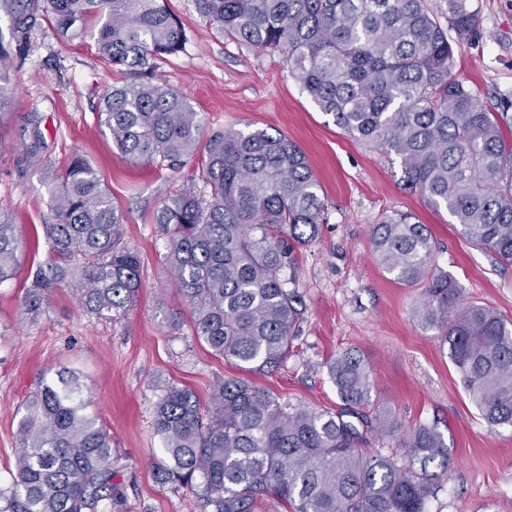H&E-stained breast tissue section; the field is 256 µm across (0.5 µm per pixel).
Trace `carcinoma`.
<instances>
[{
    "label": "carcinoma",
    "mask_w": 512,
    "mask_h": 512,
    "mask_svg": "<svg viewBox=\"0 0 512 512\" xmlns=\"http://www.w3.org/2000/svg\"><path fill=\"white\" fill-rule=\"evenodd\" d=\"M209 26L248 49L288 52L301 90L350 137L396 155L403 179L460 233L512 263V120L509 101L486 108L455 71L448 32L422 0H195ZM0 109L14 57L47 22L64 38L91 37L123 75L97 105V119L128 159L178 171L198 154L204 120L156 79L158 62L183 50L182 23L167 0H0ZM451 28L479 25L468 0H448ZM27 159L42 166L40 118L31 119ZM199 177L163 202L153 223L165 261L190 311L194 334L244 371L269 372L288 359L303 303L293 278L296 250L327 223L321 186L302 149L264 129L230 130L205 143ZM46 185L55 222L44 225L50 260L25 297L38 315L47 293L75 284L87 312L121 316L137 302L140 260L121 243L123 212L81 155ZM379 264L402 285L423 288L414 316L448 341L449 358L483 418L512 425V321L466 302L433 270L427 225L394 211L372 228ZM14 225L0 220V283L19 263ZM341 400L332 413L290 403L240 378L220 382L207 402L171 386L154 408L161 486L186 490L202 512H425L448 471V446L420 424L391 455L366 448L392 435L376 410L363 357L340 353L328 367ZM85 385L62 368L43 376L19 421L11 487L0 512H98L112 505V440L89 411Z\"/></svg>",
    "instance_id": "cac0c4a2"
}]
</instances>
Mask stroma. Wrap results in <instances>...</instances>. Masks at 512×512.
Returning a JSON list of instances; mask_svg holds the SVG:
<instances>
[{"label": "stroma", "mask_w": 512, "mask_h": 512, "mask_svg": "<svg viewBox=\"0 0 512 512\" xmlns=\"http://www.w3.org/2000/svg\"><path fill=\"white\" fill-rule=\"evenodd\" d=\"M469 3L480 26L451 33L456 72L493 110L501 99L512 100V0ZM168 5L186 43L159 62L156 75L202 113V138L257 128L286 135L305 153L327 206L317 241L299 251L292 272L304 310L294 348L277 371L250 374V381L293 403L333 411L340 400L328 362L357 350L370 368L379 410L404 430L436 426L446 440L450 465L426 512H512V426L481 416L447 343L413 315L420 286L397 284L379 265L371 229L381 214H414L432 231L437 271L456 282L465 301L511 319L512 264L467 241L446 210L407 189L399 158L336 126L290 76L284 52L225 38L205 24L194 0ZM119 79L92 39L64 40L45 23L33 31L0 110V214L14 224L21 254L15 276L0 283V488L10 487L15 471L18 411L42 372L65 367L81 376L112 436L118 489L111 512H201L191 493L155 481L154 405L172 385L208 399L239 370L194 335L163 258L165 238L152 221L198 171L191 164L178 172L134 164L113 146L96 105ZM34 115L44 159L60 169L83 156L125 216L124 241L139 254L141 287L124 315L87 313L67 285L55 289L38 317L25 312L26 294L49 256L43 227L54 220L42 172L25 157Z\"/></svg>", "instance_id": "35a3bbf8"}]
</instances>
